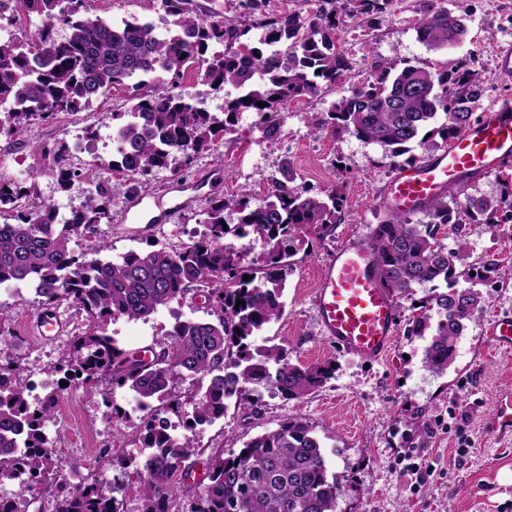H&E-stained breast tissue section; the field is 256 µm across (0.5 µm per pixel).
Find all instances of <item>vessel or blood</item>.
Wrapping results in <instances>:
<instances>
[{
  "label": "vessel or blood",
  "instance_id": "1",
  "mask_svg": "<svg viewBox=\"0 0 512 512\" xmlns=\"http://www.w3.org/2000/svg\"><path fill=\"white\" fill-rule=\"evenodd\" d=\"M512 158V98H503L434 159L399 167L382 203L391 210L415 212L467 172L489 175ZM313 305L322 333L342 351L373 364L392 348L399 312L372 271L364 243L349 239L320 273ZM492 347L512 350V314H499L489 327ZM493 439L512 438V388H504L495 413L483 423Z\"/></svg>",
  "mask_w": 512,
  "mask_h": 512
}]
</instances>
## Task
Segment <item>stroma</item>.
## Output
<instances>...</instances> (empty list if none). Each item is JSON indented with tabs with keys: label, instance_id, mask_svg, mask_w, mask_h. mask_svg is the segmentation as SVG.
I'll return each mask as SVG.
<instances>
[{
	"label": "stroma",
	"instance_id": "35a3bbf8",
	"mask_svg": "<svg viewBox=\"0 0 512 512\" xmlns=\"http://www.w3.org/2000/svg\"><path fill=\"white\" fill-rule=\"evenodd\" d=\"M89 6L114 21L149 18L159 28L168 25L157 0H90ZM439 6L462 16L467 36L460 44L435 52L419 42L417 25L426 12ZM283 8L304 17L320 11L335 13V43L351 67L349 84L369 80L379 60L399 66L420 61L441 69L465 59L483 83L475 115L487 112L498 98L512 97V77L501 74V61L492 52L495 43L512 42V0H390L372 22L342 0H283ZM347 86L338 84L280 107L271 132L257 113H238L233 131L192 165H171L133 188L123 185L121 173L112 167L114 126L108 117L109 112L123 111L127 91L109 92L92 110L51 124L33 120L14 136L0 135V181L34 186L33 203L68 210L84 201L86 181H73L68 190H60L51 157L32 153L31 148L68 143L74 131L94 130L89 148L72 163L111 194L112 206L109 219L97 226L93 239L79 240L78 246L87 249L93 240H100L112 259L131 251L191 243L206 230L211 199L263 198L286 164L296 174V185L315 193L336 188L347 199L334 230L292 257L285 312L262 331L269 343L286 346L292 362H332L333 378L293 404L267 384L249 385L257 407L230 405L223 419L199 434L200 450L188 461L191 478L174 484L172 498L179 512H185L196 497L211 452L239 451L247 440L278 428L294 414L313 426L325 446L331 472L344 481L336 512H512V444L492 440L480 425L494 408L500 388L512 385V352H493L486 343L494 314L512 312V217L499 213L489 230L462 223L446 238L448 246H465L469 264L490 267L492 273L489 279L470 283L486 304L468 322L456 361L445 374H433L423 366L425 342L407 332L417 314L413 301L395 299L401 330L387 358L370 366L343 353L317 326L313 291L320 272L343 241L365 239L386 220L380 197L396 167L382 147L320 127L322 116L346 95ZM42 312L32 285L22 284L15 293L0 295V314L11 333L0 355L17 361L23 375L35 382L60 361L71 338L87 329L85 312L65 303L53 310L65 323V332L34 340L29 324ZM216 318L200 298L189 294L160 307L150 321L112 320L108 332L119 345L137 350L165 337L176 321ZM134 405L130 392L109 388L86 405L109 454L124 455L130 462L129 468L113 472L128 488L125 512L141 508L137 473L148 454L135 438L139 415ZM116 406L127 409L128 418L112 417ZM461 435L471 442L463 456L456 451ZM406 448L415 449L436 468L423 486H416L414 475L396 463Z\"/></svg>",
	"mask_w": 512,
	"mask_h": 512
}]
</instances>
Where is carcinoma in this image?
Masks as SVG:
<instances>
[{
  "label": "carcinoma",
  "mask_w": 512,
  "mask_h": 512,
  "mask_svg": "<svg viewBox=\"0 0 512 512\" xmlns=\"http://www.w3.org/2000/svg\"><path fill=\"white\" fill-rule=\"evenodd\" d=\"M171 17L165 32L148 19L109 22L84 7V0H15L13 8L38 20L25 40L0 39V134L14 133L30 120L51 121L64 113L90 109L105 91L131 85L117 121L123 161L118 171L130 181L167 168L181 155L191 164L211 148L226 130L227 117L252 110L266 118L287 103L316 96L321 84L349 81L348 60L336 50V14L320 12L305 19L295 12L269 16L262 0H247L248 22L214 20L196 9L194 0H162ZM389 0H349L353 10L368 16L383 12ZM67 30L61 38L56 28ZM264 36L256 46L242 42L251 30ZM466 27L444 7L430 10L417 28L418 40L438 51L459 43ZM193 62L197 75L214 89L237 91L224 101L219 117L197 106L189 95L167 83L160 72L180 75ZM482 95L481 81L459 61L451 69L409 62L398 68L374 65L370 80L350 87L333 103L321 126L344 131L364 144L378 145L388 156L419 161L418 148L446 145L474 121L471 104ZM262 101L266 106L260 107ZM444 121L436 124L438 114ZM53 156L52 172L61 190L76 177L69 149L36 146ZM94 185L97 199L72 211L70 222L57 220V208H29L34 186L0 183V214L16 213V223L0 224V283L32 281L50 308L62 302L84 310L90 328L70 342L56 372L67 368L79 375L94 397L92 386L106 378L112 388L134 394L143 411L135 440L156 450L140 471L142 512H166L173 477L186 480V461L198 448L195 425L224 415L227 401L254 406L245 385L262 381L284 399L301 400L332 378V363L291 362L279 345L258 344L263 327L282 317L288 258L297 246L329 234L344 207L333 189L323 195L298 192L295 173L284 165L281 179L264 199L241 197L212 200L207 214L208 234L182 248L129 252L118 260L103 259L106 245L79 252L72 243L94 233L108 218L111 197ZM512 207V193L498 198L468 197L461 207L468 223L491 227L489 217ZM239 214L238 228H251L264 247L261 265L243 279L233 253L224 246L230 228L223 227L224 211ZM429 221L414 224L391 214L367 239L381 285L391 296L413 298L418 287L430 294L419 300V313L408 333L426 340L424 366L443 374L453 365L456 346L467 322L486 300L473 288L457 287L470 277L463 246H447L442 230L452 223L446 196L425 206ZM475 272V271H473ZM475 277L483 278L482 271ZM204 288L218 321L188 320L147 349L149 359L121 348L108 333L119 317L146 322L171 300ZM243 304L236 305V300ZM438 320L431 323L430 311ZM193 376L199 387L193 409L185 413V433L170 437L159 417L179 411L178 380ZM57 391L31 406L27 385L15 362L0 363V485L27 478L26 489H39L55 502L56 512H117L114 505L87 485L72 488L51 480L55 456L46 449L44 423L54 414ZM207 483L190 503L188 512H335L343 484L329 474L323 443L312 425L294 415L275 430L245 442L227 457L209 456Z\"/></svg>",
  "instance_id": "carcinoma-1"
}]
</instances>
